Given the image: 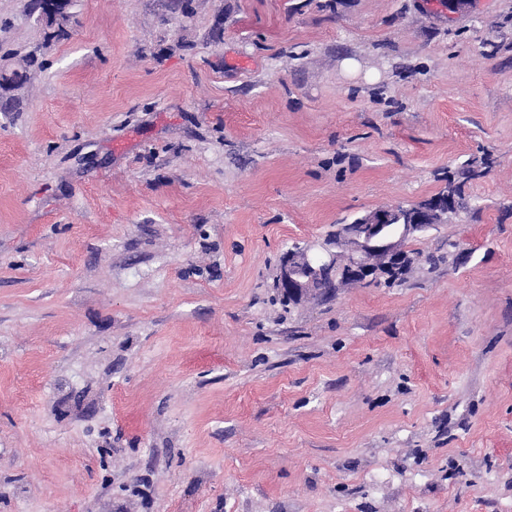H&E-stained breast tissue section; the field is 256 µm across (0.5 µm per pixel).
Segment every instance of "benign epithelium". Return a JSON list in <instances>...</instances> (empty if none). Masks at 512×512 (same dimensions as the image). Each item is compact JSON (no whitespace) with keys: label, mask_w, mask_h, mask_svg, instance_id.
<instances>
[{"label":"benign epithelium","mask_w":512,"mask_h":512,"mask_svg":"<svg viewBox=\"0 0 512 512\" xmlns=\"http://www.w3.org/2000/svg\"><path fill=\"white\" fill-rule=\"evenodd\" d=\"M68 8V0H47L37 22L49 33ZM453 191L413 204L378 207L349 222L319 244H294L284 253L275 285L297 305L311 296L333 294L348 280L387 282L407 267L404 243L427 234L459 211Z\"/></svg>","instance_id":"7a95c632"}]
</instances>
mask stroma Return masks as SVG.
Wrapping results in <instances>:
<instances>
[{
  "label": "stroma",
  "instance_id": "35a3bbf8",
  "mask_svg": "<svg viewBox=\"0 0 512 512\" xmlns=\"http://www.w3.org/2000/svg\"><path fill=\"white\" fill-rule=\"evenodd\" d=\"M30 3L0 512H512V0H73L61 40ZM466 165L402 282L282 304L293 242Z\"/></svg>",
  "mask_w": 512,
  "mask_h": 512
}]
</instances>
